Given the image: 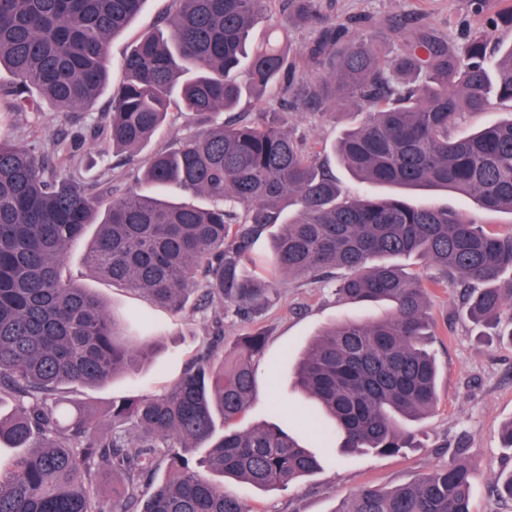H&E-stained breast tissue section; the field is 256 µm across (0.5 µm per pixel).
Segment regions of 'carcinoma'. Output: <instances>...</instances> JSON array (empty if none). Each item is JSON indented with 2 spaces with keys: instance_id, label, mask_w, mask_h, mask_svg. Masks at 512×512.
<instances>
[{
  "instance_id": "carcinoma-1",
  "label": "carcinoma",
  "mask_w": 512,
  "mask_h": 512,
  "mask_svg": "<svg viewBox=\"0 0 512 512\" xmlns=\"http://www.w3.org/2000/svg\"><path fill=\"white\" fill-rule=\"evenodd\" d=\"M157 32L124 57L110 111L86 138L140 154L166 122L173 93L198 129L147 154L123 190L84 185L59 164L76 139L19 147L0 135V396L19 414L0 418V512H247L218 478L257 488L286 486L320 468L319 458L277 420L233 425L255 392L261 318L277 278L327 279L342 298L387 302L375 322L321 332L296 368L297 385L330 422L320 447L397 454L412 447L401 420L438 405L437 367L427 349L434 290L465 288L472 323L512 341V233L495 235L448 209L399 197L351 196L287 113L364 114L335 145L362 184L438 187L512 215V117L458 137L465 114L512 104V5L465 0L481 19L459 44L424 16L339 20L323 0H168ZM144 0H0V86L6 113L87 112L110 79L111 38ZM311 37L284 49L253 46V28L281 16ZM269 88L281 101L264 98ZM249 95L250 118L229 114ZM175 187L203 205L159 198ZM97 225L85 264L172 311L200 294L214 336L166 391L128 396L85 414L58 397L64 384L101 387L155 361L153 326L133 330L102 299L64 273L69 246ZM268 278L247 273L260 241ZM417 255L430 285L393 260ZM251 331L224 343V313ZM224 420L219 433L215 417ZM203 455H196L197 449ZM475 469L450 463L385 490L360 486L334 512H471Z\"/></svg>"
}]
</instances>
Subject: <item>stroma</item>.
I'll return each mask as SVG.
<instances>
[{"label": "stroma", "instance_id": "1", "mask_svg": "<svg viewBox=\"0 0 512 512\" xmlns=\"http://www.w3.org/2000/svg\"><path fill=\"white\" fill-rule=\"evenodd\" d=\"M336 14L346 16L372 12L382 16L397 13H427L436 22L449 23L448 39L460 42L464 0H331ZM167 0H145L128 30L110 45L113 66L111 82L122 76L120 63L132 44L145 32L156 29ZM110 106L109 93H102L90 111L64 116L55 112H15L0 121V134L23 146L32 139L52 144L61 134L78 136L87 123L101 119ZM354 115L333 119L301 112L288 115L289 127L304 134L310 147L334 171L344 188L353 194L367 191L343 166L334 145L343 132L357 124ZM132 164L127 155L83 146L68 163L77 181L93 184L108 181L126 187ZM372 195L400 197L414 205H433L473 215L488 231L512 233V215L487 212L472 197L442 189H398L375 187ZM86 240L69 250L68 274L83 287L101 296L107 307L129 319L146 318L154 323L161 352L155 363L134 375L119 377L99 388L68 386L64 397L70 405L104 409L112 401L153 395L166 390L183 373L198 351L207 344L212 327L208 312L195 306L172 313L153 305L142 295L92 274L84 263ZM458 290L438 291L432 302L435 321L430 350L439 367V403L436 409L411 429L417 434L416 447L399 455H321L320 469L287 487L256 488L225 480V493L238 498L248 512H334L340 498L363 484L392 488L416 480L424 472L447 465L457 449H465L467 460L475 463L470 506L472 512H512V501L501 498L495 484L499 475L512 471V449L503 447L499 430L512 420V340L484 335L482 328L459 313ZM386 303L358 305L343 301L332 282L283 280L271 293L262 317L267 331L263 355L255 363L256 391L237 427L248 430L270 421L278 404L290 405L285 426L308 450L319 444V432L312 423L314 403L294 383V360L324 329L346 320L365 322L386 318Z\"/></svg>", "mask_w": 512, "mask_h": 512}]
</instances>
